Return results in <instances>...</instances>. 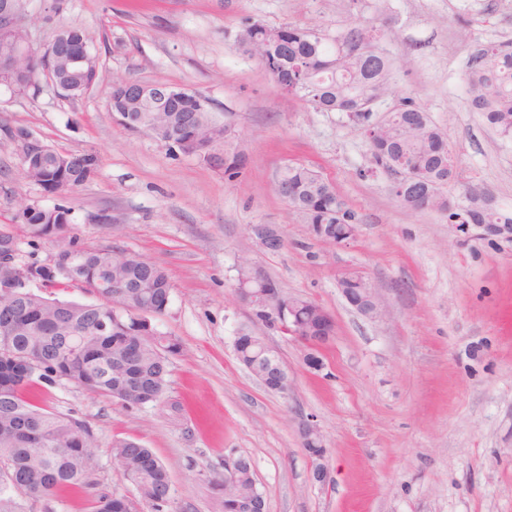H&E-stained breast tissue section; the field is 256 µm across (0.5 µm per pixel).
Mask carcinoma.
<instances>
[{"instance_id":"cac0c4a2","label":"carcinoma","mask_w":512,"mask_h":512,"mask_svg":"<svg viewBox=\"0 0 512 512\" xmlns=\"http://www.w3.org/2000/svg\"><path fill=\"white\" fill-rule=\"evenodd\" d=\"M66 45L83 49L97 58L86 32L79 26L62 31ZM277 52L290 62L318 68L325 81L299 100L317 112L355 113L369 120L368 110L357 107L363 100L379 99L389 87L390 65L378 51L373 30L356 26L343 35L330 36L316 28L289 27L288 46ZM62 83L81 95V83L70 67L59 65ZM469 108L481 113L502 137L512 138V43L482 47L473 55L467 74ZM150 94L134 113L143 126L180 133L185 153L207 162L220 161L224 173L233 175L241 166L237 155L219 158L213 140L222 131L209 100L187 107L154 111ZM392 132L371 146L375 162L386 170L403 159L417 168L434 191L435 208L448 213L450 224H512V211L487 206L479 187L467 185L452 203L442 189L458 180V164H448V140L427 113L411 98L395 109ZM22 173L49 190L52 183L74 188L89 181L101 159L90 152H70L66 166L53 160L19 156ZM289 189L288 206L311 225L325 224L336 238L347 237L348 225L358 223L353 210L335 187L316 171L287 166L280 174ZM12 221L25 226L30 236L55 246L53 263H22L27 279L46 287L62 283L99 294L96 303L80 304L51 298L28 288L0 290V512H27L26 502H46L66 486L89 484L98 439L84 420L62 415L36 404L33 388L66 380L90 393L106 395L131 409L160 403L170 375V358L180 342L165 336L129 311L112 302L146 308L156 316L167 314L173 285L158 264L118 246L85 247L71 235L72 210L63 205H36L14 214ZM281 308L291 318L281 321L293 332L321 328L332 319L320 305L282 294ZM239 362L260 377L268 371V353L240 330L234 339ZM112 456L135 487L148 512H173L171 476L153 451L132 438L112 441ZM91 512H130L121 495H100L91 501Z\"/></svg>"}]
</instances>
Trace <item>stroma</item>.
Returning <instances> with one entry per match:
<instances>
[{
  "label": "stroma",
  "mask_w": 512,
  "mask_h": 512,
  "mask_svg": "<svg viewBox=\"0 0 512 512\" xmlns=\"http://www.w3.org/2000/svg\"><path fill=\"white\" fill-rule=\"evenodd\" d=\"M33 46L82 25L100 56V79L68 99L46 87L31 98L0 89V232L21 257L54 247L11 218L26 204L71 207L88 247L119 246L159 264L173 284L167 315L151 317L181 351L161 403L127 409L61 380L44 407L94 429L88 488L59 492L54 512H88L92 496L138 495L112 461L113 439L139 440L166 464L176 512H221L211 481L226 456L254 464L267 512H512V245L478 239L446 213L406 207L372 157L362 124L317 112L284 94L258 59L240 51L250 22L317 27L330 35L374 26L389 59L382 117L411 97L447 136L465 184L488 188L512 210V139L466 103L476 49L512 41L507 0H27ZM117 79L166 83L208 98L229 132L216 154H237L238 176L124 128L107 104ZM101 159L96 175L64 196L22 179L8 127ZM306 165L331 182L360 225L334 245L315 238L277 194L284 167ZM108 214L101 222L99 214ZM281 228L262 248L252 225ZM283 292L333 317L336 333L309 369L304 347L263 327L233 293L241 259ZM363 275L384 313L368 318L338 282ZM259 332L287 364V394L265 389L237 360L241 328ZM323 436L329 479L311 478L298 433Z\"/></svg>",
  "instance_id": "35a3bbf8"
}]
</instances>
